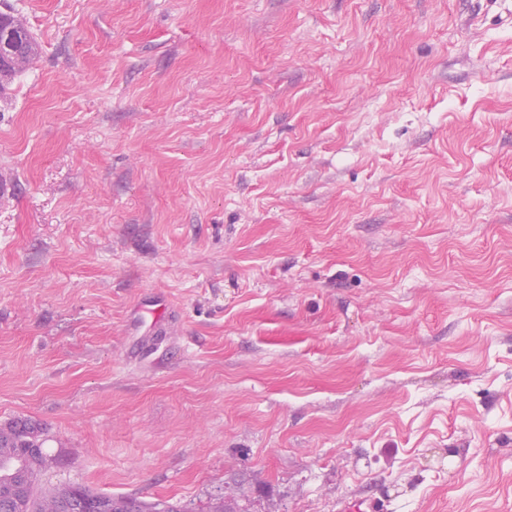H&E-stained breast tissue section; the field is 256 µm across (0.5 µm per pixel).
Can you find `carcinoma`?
<instances>
[{"instance_id":"cac0c4a2","label":"carcinoma","mask_w":512,"mask_h":512,"mask_svg":"<svg viewBox=\"0 0 512 512\" xmlns=\"http://www.w3.org/2000/svg\"><path fill=\"white\" fill-rule=\"evenodd\" d=\"M0 33L6 41L0 52V80L9 81L25 70L15 59L33 60L37 44L9 11L0 12ZM47 441L48 430L37 421L17 418L0 424V512H186L167 502L106 495L79 484L42 486L40 479L53 462L45 450ZM209 512L247 509L234 498L220 496Z\"/></svg>"}]
</instances>
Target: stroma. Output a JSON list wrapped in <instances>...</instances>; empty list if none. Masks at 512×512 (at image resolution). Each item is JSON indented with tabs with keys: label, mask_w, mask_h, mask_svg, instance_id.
<instances>
[{
	"label": "stroma",
	"mask_w": 512,
	"mask_h": 512,
	"mask_svg": "<svg viewBox=\"0 0 512 512\" xmlns=\"http://www.w3.org/2000/svg\"><path fill=\"white\" fill-rule=\"evenodd\" d=\"M0 422L44 484L512 512V0H6ZM4 33L6 47L1 53L0 49V93L4 89L2 78L9 81L25 70L26 66H18L14 61L18 57L33 60L37 55V44L28 29L18 20L11 11L0 12V43L1 33Z\"/></svg>",
	"instance_id": "stroma-1"
}]
</instances>
